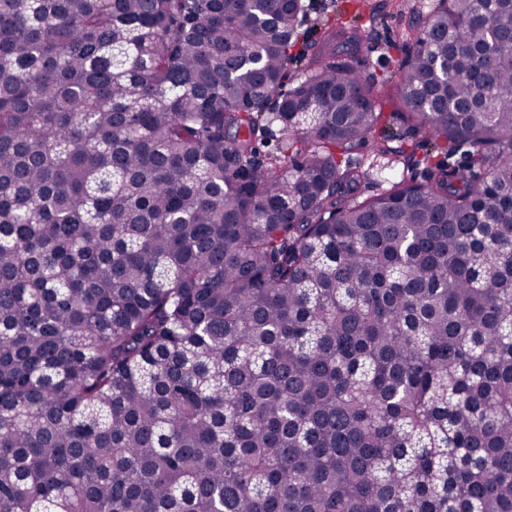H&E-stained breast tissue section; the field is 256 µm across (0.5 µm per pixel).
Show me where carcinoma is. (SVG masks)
<instances>
[{
    "label": "carcinoma",
    "instance_id": "cac0c4a2",
    "mask_svg": "<svg viewBox=\"0 0 512 512\" xmlns=\"http://www.w3.org/2000/svg\"><path fill=\"white\" fill-rule=\"evenodd\" d=\"M305 16L0 0V512H512V0ZM345 1L346 0L311 1L310 7L313 9L310 10V17L304 28L310 25L320 28L322 24L328 22L336 23V25L346 23L348 26L362 24L368 31L373 29L377 37L375 42H378V45L373 52H368L363 56V60H365L364 67L367 73L377 74L379 79L390 77L391 74L389 70L393 69L394 64L391 60H395L397 55L402 56L403 54L401 51L391 50L392 59H389V65L384 66L385 59L381 54L384 52L385 39H396L397 34H401L408 28L409 21H413L415 25L420 17L422 22V20L427 17L426 12L428 9L422 11V8L419 10V6L422 5L421 3H423V1L431 0H370L372 1L371 3L379 6L378 16L374 22L369 18L368 13H363L362 16H356L354 6L347 5ZM399 1H406L403 3H406L408 6L398 7V4L402 3ZM413 5L418 6V12L415 14L410 10V7ZM345 8H347L346 14L343 13Z\"/></svg>",
    "mask_w": 512,
    "mask_h": 512
}]
</instances>
